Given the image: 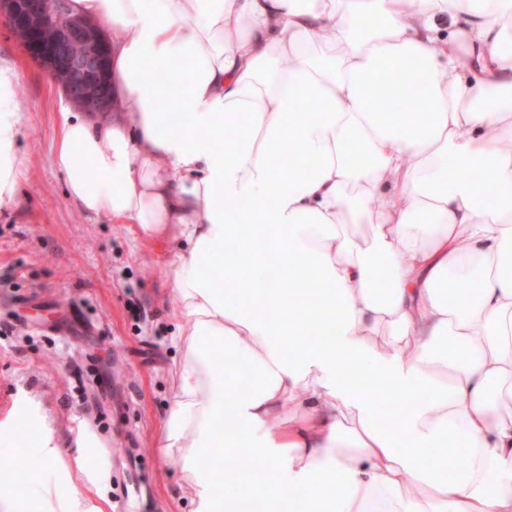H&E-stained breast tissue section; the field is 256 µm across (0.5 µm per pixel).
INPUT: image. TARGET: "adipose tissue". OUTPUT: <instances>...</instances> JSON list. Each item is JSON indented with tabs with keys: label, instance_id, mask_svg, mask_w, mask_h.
Listing matches in <instances>:
<instances>
[{
	"label": "adipose tissue",
	"instance_id": "obj_1",
	"mask_svg": "<svg viewBox=\"0 0 512 512\" xmlns=\"http://www.w3.org/2000/svg\"><path fill=\"white\" fill-rule=\"evenodd\" d=\"M71 6L116 34V108L62 113L53 164L84 211L178 247L163 449L183 497L512 512V0ZM19 79L0 63V205ZM392 90L422 111H375Z\"/></svg>",
	"mask_w": 512,
	"mask_h": 512
}]
</instances>
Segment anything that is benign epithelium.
Masks as SVG:
<instances>
[{
    "instance_id": "1",
    "label": "benign epithelium",
    "mask_w": 512,
    "mask_h": 512,
    "mask_svg": "<svg viewBox=\"0 0 512 512\" xmlns=\"http://www.w3.org/2000/svg\"><path fill=\"white\" fill-rule=\"evenodd\" d=\"M0 20L77 110L92 118L112 112V40L101 20L73 13L70 0H0Z\"/></svg>"
}]
</instances>
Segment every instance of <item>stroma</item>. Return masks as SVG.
I'll return each instance as SVG.
<instances>
[{
  "label": "stroma",
  "instance_id": "1",
  "mask_svg": "<svg viewBox=\"0 0 512 512\" xmlns=\"http://www.w3.org/2000/svg\"><path fill=\"white\" fill-rule=\"evenodd\" d=\"M20 73V191L0 206V456L33 479L29 512H196L162 450L183 324L171 244L86 213L53 162L67 102L0 25Z\"/></svg>",
  "mask_w": 512,
  "mask_h": 512
}]
</instances>
